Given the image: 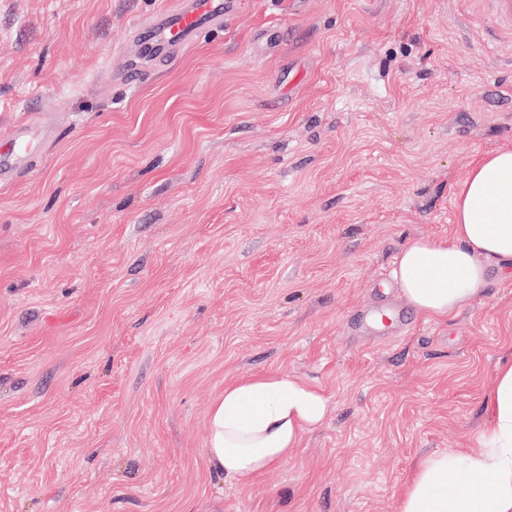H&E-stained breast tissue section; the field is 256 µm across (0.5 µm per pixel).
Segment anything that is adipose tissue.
<instances>
[{"label":"adipose tissue","instance_id":"obj_1","mask_svg":"<svg viewBox=\"0 0 512 512\" xmlns=\"http://www.w3.org/2000/svg\"><path fill=\"white\" fill-rule=\"evenodd\" d=\"M447 237L400 251L394 278L422 314L445 318L479 296L492 265L512 262V149L477 160L453 198ZM478 450L436 451L415 466L398 512H512V361L498 366ZM329 411L299 377L264 372L225 384L209 412V463L240 482L287 460Z\"/></svg>","mask_w":512,"mask_h":512}]
</instances>
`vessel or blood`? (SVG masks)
Here are the masks:
<instances>
[{"label": "vessel or blood", "instance_id": "b4317fda", "mask_svg": "<svg viewBox=\"0 0 512 512\" xmlns=\"http://www.w3.org/2000/svg\"><path fill=\"white\" fill-rule=\"evenodd\" d=\"M233 11V0H190L187 8L163 14L156 37L168 55L181 54L202 30L222 25Z\"/></svg>", "mask_w": 512, "mask_h": 512}]
</instances>
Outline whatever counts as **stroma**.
<instances>
[{
    "label": "stroma",
    "instance_id": "1",
    "mask_svg": "<svg viewBox=\"0 0 512 512\" xmlns=\"http://www.w3.org/2000/svg\"><path fill=\"white\" fill-rule=\"evenodd\" d=\"M183 2L0 0V142L35 126L0 187V512H398L512 361L511 266L441 319L384 279L512 147V0H238L159 63L129 30ZM263 371L330 410L237 482L209 408Z\"/></svg>",
    "mask_w": 512,
    "mask_h": 512
}]
</instances>
